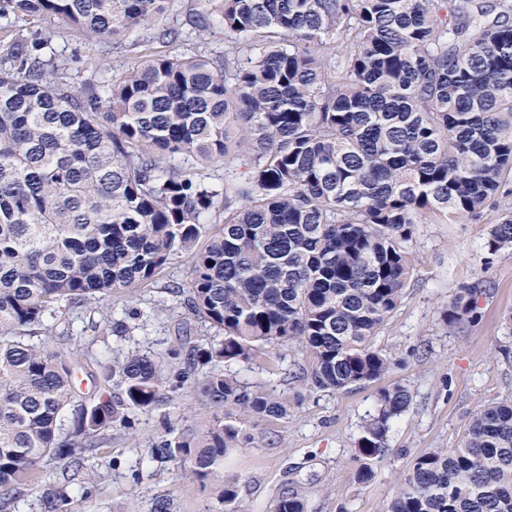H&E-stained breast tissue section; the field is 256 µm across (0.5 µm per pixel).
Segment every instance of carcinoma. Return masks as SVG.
<instances>
[{
    "instance_id": "carcinoma-1",
    "label": "carcinoma",
    "mask_w": 512,
    "mask_h": 512,
    "mask_svg": "<svg viewBox=\"0 0 512 512\" xmlns=\"http://www.w3.org/2000/svg\"><path fill=\"white\" fill-rule=\"evenodd\" d=\"M0 18V512L35 481L40 512H72L69 472L87 471L92 497L88 462L192 382L212 419H162L151 458L219 482L224 512H245L224 456L289 398L229 367L288 345L317 389L379 381L397 365L376 337L411 285L416 226L477 220L509 196L512 0H0ZM64 30L96 44L136 32L134 62L78 90L73 65L99 64L66 54ZM509 250L506 207L484 265ZM178 254L187 287L163 291L213 338L107 364L52 345L81 341L73 311L136 297ZM482 293L459 288L444 326L478 320ZM412 398L377 391L357 482ZM271 512L306 502L284 493ZM384 512H512V398L418 456Z\"/></svg>"
}]
</instances>
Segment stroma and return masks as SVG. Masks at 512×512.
<instances>
[{"mask_svg": "<svg viewBox=\"0 0 512 512\" xmlns=\"http://www.w3.org/2000/svg\"><path fill=\"white\" fill-rule=\"evenodd\" d=\"M500 216V209L491 208L478 220L418 225L415 284L377 338L378 347L399 363L381 384L307 390L294 376L307 360L290 347L274 348L260 365L240 371L243 382L302 396L286 417L260 422L248 447L224 459L225 474L242 478L239 497L249 512H269L287 489L305 498L308 512H336L341 504L348 512H382L417 456L455 447L480 407L512 396V363L498 354L499 345L508 340L503 317L512 312V251L502 252L488 269L481 251L488 228ZM473 284L488 289L479 299L480 320L448 331L439 318L440 305L460 286ZM169 305L168 315L153 318L146 331L130 336L102 332L97 308L78 310L74 327L83 333L82 353L104 361L120 348L148 354L165 350L176 339L178 321L187 315L177 299ZM393 383L411 388L412 403L395 422L386 457L373 478L357 482L355 443L361 426L375 409L379 385ZM211 413L207 402L188 388L158 411L140 416L133 442L116 439L101 449L97 492L76 498L75 512H152L161 498L169 501L170 512H224L212 483L180 478L146 460L161 416L177 425H202ZM137 469L142 478L136 483L131 473Z\"/></svg>", "mask_w": 512, "mask_h": 512, "instance_id": "stroma-1", "label": "stroma"}]
</instances>
